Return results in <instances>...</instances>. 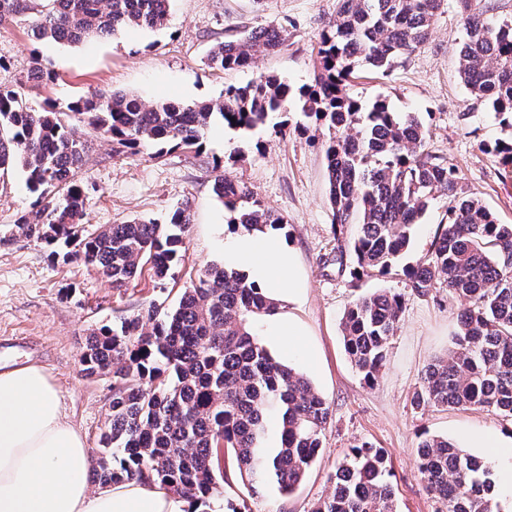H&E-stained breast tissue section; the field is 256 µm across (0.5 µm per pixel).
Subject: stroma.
<instances>
[{"label": "stroma", "mask_w": 512, "mask_h": 512, "mask_svg": "<svg viewBox=\"0 0 512 512\" xmlns=\"http://www.w3.org/2000/svg\"><path fill=\"white\" fill-rule=\"evenodd\" d=\"M338 7V0H172L163 28L124 29L79 44L35 42L23 25H0V85L20 88L24 101L35 108L47 101H74L94 89L130 93L147 104L199 103L262 74L283 78L296 93L313 80L319 35ZM261 27L286 28V47L242 70L223 72L205 65L215 42ZM462 35L463 21L454 5L445 6L413 55L387 77L360 72L349 95L365 104L386 99L401 116L418 114L426 149L456 167L463 192L481 198L500 223L512 224V170L479 148L483 141L512 138V130L475 103L461 84L455 49ZM36 56L53 64L56 77L31 87L27 75ZM464 112L469 121H461ZM281 124L290 130L284 140L274 134ZM82 132L92 142L80 172L89 187L90 229L134 219L162 221L177 204L187 200L192 205L185 256L174 267L173 279L162 285L145 273L119 292L81 266L52 261L36 241L18 235L0 244V364L40 366L59 388L61 409L90 453H97L108 423L112 378L82 373L86 338L92 329L149 302L175 305L200 269L223 262L224 243L216 227L225 223L227 212L212 189L218 174L248 185L286 221L283 234L296 247L307 282V298L296 315L308 334L303 353L277 346L272 352L307 374L331 412L323 450L292 496L249 494L232 475L223 486L226 502L244 512H312L331 493L337 464L351 448L367 442L385 455L398 512H440L417 468L420 436L444 435L464 448L478 429L512 433V421L484 408L412 406L427 364L452 348L461 303L443 288L426 297L415 295L399 271L365 277L354 286L349 275L327 264L335 244L323 155L329 132L319 122L297 108L272 114L265 126L249 132L217 120L200 152L175 149L159 156L149 146L117 156L111 139L87 126ZM32 201L21 169L0 174V233L30 213ZM379 290L400 294L404 306L382 376L369 387L344 350L341 322L359 295Z\"/></svg>", "instance_id": "35a3bbf8"}]
</instances>
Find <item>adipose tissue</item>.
Instances as JSON below:
<instances>
[{
  "label": "adipose tissue",
  "instance_id": "obj_1",
  "mask_svg": "<svg viewBox=\"0 0 512 512\" xmlns=\"http://www.w3.org/2000/svg\"><path fill=\"white\" fill-rule=\"evenodd\" d=\"M224 261L276 302L273 344H297L307 331L292 312L307 294L296 250L276 230L249 232L227 224ZM496 466L500 502H512V437L493 430L470 435ZM91 459L61 411L57 386L34 364L0 367V512H193L188 501L131 481L92 489Z\"/></svg>",
  "mask_w": 512,
  "mask_h": 512
}]
</instances>
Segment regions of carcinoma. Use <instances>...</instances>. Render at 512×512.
I'll use <instances>...</instances> for the list:
<instances>
[{
	"label": "carcinoma",
	"mask_w": 512,
	"mask_h": 512,
	"mask_svg": "<svg viewBox=\"0 0 512 512\" xmlns=\"http://www.w3.org/2000/svg\"><path fill=\"white\" fill-rule=\"evenodd\" d=\"M464 35L458 77L476 101L512 130V20L492 22L482 0H456ZM445 0H340L320 37L312 84L300 90L301 112L327 126L328 199L336 245L329 261L340 273L385 276L402 268L414 294L434 288L467 302L454 350L424 370L413 405L492 409L512 419V224H500L481 199L458 189L456 170L424 148L415 115L398 118L385 100L363 105L345 92L360 65L386 76L426 40ZM170 0H0V23L25 25L34 42L81 43L121 29L164 26ZM285 46L283 31L255 29L215 43L212 69L239 70ZM290 87L276 75L228 85L217 99L152 105L127 93L98 91L37 111L21 93L0 86V170L20 168L37 207L14 232L49 250L52 260L77 263L120 289L143 270L158 283L181 260L191 221L186 201L169 221L86 229L88 189L78 179L89 146L87 124L136 153L154 146L200 151L215 117L252 129L269 114L291 111ZM512 167V141L481 143ZM228 223L245 230L281 228L284 219L254 192L226 176L214 182ZM448 199L430 250L400 266L420 219L438 197ZM403 298L383 290L360 296L342 318L344 349L365 384L385 366ZM246 275L211 263L177 305L154 302L116 325L90 332L80 358L87 376H112L107 430L101 435L92 482L148 481L168 494L212 503L235 475L254 495H291L306 478L323 443L330 409L310 379L277 360L256 332L276 314ZM427 492L445 512H496L492 470L446 436L416 448ZM313 512H397L384 454L356 446L337 467L334 489Z\"/></svg>",
	"instance_id": "cac0c4a2"
}]
</instances>
